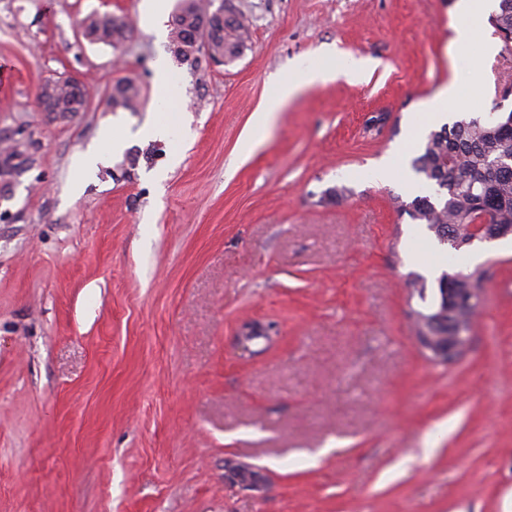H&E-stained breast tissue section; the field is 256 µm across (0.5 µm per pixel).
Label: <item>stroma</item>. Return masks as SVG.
<instances>
[{
	"mask_svg": "<svg viewBox=\"0 0 512 512\" xmlns=\"http://www.w3.org/2000/svg\"><path fill=\"white\" fill-rule=\"evenodd\" d=\"M232 3L251 43L216 66L176 57L142 0H0V136L29 156L0 180V512H512V236L448 261L371 176L512 108L500 55L470 94L493 28L457 45L458 0ZM96 10L131 21L120 51L80 36ZM330 55L369 71L305 88L247 147L273 79ZM59 74L84 79L85 111H40ZM124 77L138 111L105 105ZM450 86L468 109L427 110ZM156 122L165 138L139 137ZM112 124L123 150L84 174ZM451 263L486 275L448 363L416 347L408 299ZM246 322L277 342L242 360Z\"/></svg>",
	"mask_w": 512,
	"mask_h": 512,
	"instance_id": "stroma-1",
	"label": "stroma"
}]
</instances>
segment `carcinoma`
<instances>
[{
	"label": "carcinoma",
	"instance_id": "1",
	"mask_svg": "<svg viewBox=\"0 0 512 512\" xmlns=\"http://www.w3.org/2000/svg\"><path fill=\"white\" fill-rule=\"evenodd\" d=\"M215 0H177L170 19V42L183 60H197V54L223 57L232 62L247 48L251 31L244 18L237 16L219 20ZM81 35L91 43L114 49L121 47L132 35L131 22L111 13L94 11L80 23ZM44 85L52 88L57 101L68 105L75 98L76 86L69 77H49ZM143 97L142 86L133 78L116 82L107 106L113 110L137 111ZM26 154V145L18 140L0 144V177L20 174L16 160ZM512 126H497L490 133L488 123L480 118L460 120L432 130L420 145V153L411 166L426 183L438 187L434 194H418L405 200L399 195L392 204L417 224L426 225L437 242L447 239L459 251L467 246V226L474 223L483 210L493 216V223L512 233ZM470 172L472 179L464 182L461 172ZM483 274L479 269H451L442 272L437 287L428 292L426 280H415L416 293L424 307L412 310L417 335L422 326L437 335L448 334V299L444 289L477 288Z\"/></svg>",
	"mask_w": 512,
	"mask_h": 512
}]
</instances>
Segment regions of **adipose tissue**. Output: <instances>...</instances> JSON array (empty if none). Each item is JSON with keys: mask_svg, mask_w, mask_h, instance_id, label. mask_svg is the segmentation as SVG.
Segmentation results:
<instances>
[{"mask_svg": "<svg viewBox=\"0 0 512 512\" xmlns=\"http://www.w3.org/2000/svg\"><path fill=\"white\" fill-rule=\"evenodd\" d=\"M365 64L354 60L341 67H330L321 63H311L288 76L273 82L272 90L265 98L261 108L253 115V125L257 130H264L276 112L293 98L303 87L333 81L338 78L357 80L363 77Z\"/></svg>", "mask_w": 512, "mask_h": 512, "instance_id": "1", "label": "adipose tissue"}]
</instances>
